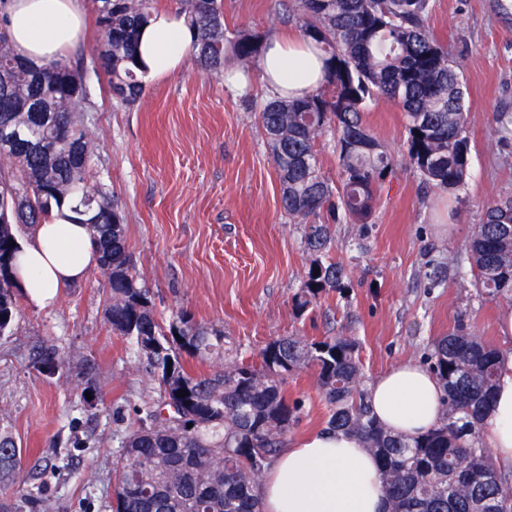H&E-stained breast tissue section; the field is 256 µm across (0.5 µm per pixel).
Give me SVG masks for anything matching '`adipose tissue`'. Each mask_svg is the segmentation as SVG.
I'll return each mask as SVG.
<instances>
[{"label": "adipose tissue", "mask_w": 512, "mask_h": 512, "mask_svg": "<svg viewBox=\"0 0 512 512\" xmlns=\"http://www.w3.org/2000/svg\"><path fill=\"white\" fill-rule=\"evenodd\" d=\"M86 0H0V17L16 54L37 66L64 62L82 36ZM193 33L173 9L151 11L141 29L139 74L158 82L178 75L192 51ZM323 63L304 41L268 42L260 82L268 96L299 98L323 81ZM69 208L35 225L21 256L20 277L32 306L51 304L59 288L83 280L97 265L98 245L86 225L71 221ZM505 349L498 384L485 417L496 461L512 467V312L500 319ZM368 403L391 433L416 437L445 412L436 377L418 364L397 365L369 384ZM263 512H388L375 456L363 440L324 430L283 449L263 473Z\"/></svg>", "instance_id": "ef3b65f1"}]
</instances>
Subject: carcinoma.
Wrapping results in <instances>:
<instances>
[{
	"label": "carcinoma",
	"instance_id": "carcinoma-1",
	"mask_svg": "<svg viewBox=\"0 0 512 512\" xmlns=\"http://www.w3.org/2000/svg\"><path fill=\"white\" fill-rule=\"evenodd\" d=\"M105 39L94 52L121 102L137 101L143 85L135 64L139 29L155 0H95ZM193 32L202 68L218 73L231 59L260 66L266 35L230 32L223 0H176ZM432 0H298L304 38L328 69L326 83L298 98L266 101L260 111L279 175L281 203L305 224L313 253L329 247V224L367 223L395 159L368 133L366 104L384 99L407 118L406 159L427 193H458L470 172L465 87L448 50L429 32ZM92 108L83 65L37 67L22 61L0 27V337L19 314L16 269L20 226L40 224L64 200L98 242L106 314L112 332L132 346L137 365L160 389V401L138 410L140 424L121 441L113 463L112 512H262L259 478L284 445L300 404L289 401L288 377L315 373L329 407L328 428L355 433L377 457L389 512H512V471L494 461L483 441L484 417L497 386L500 351L460 324L435 340L427 361L448 408L418 438L392 434L367 402L357 341L282 337L240 360L224 347V329L183 310L167 326L132 265L126 229L110 188L89 179L97 156L85 116ZM499 146L512 147V113L493 115ZM336 135L339 181L321 170L316 149ZM475 287L512 303V195L489 202L468 249ZM320 272H315V269ZM351 271L314 259L294 297L302 315L323 296L344 293ZM224 356V368L195 374L186 359ZM188 391L185 397L179 393ZM192 427H187V424ZM22 449L0 429V485L15 481ZM41 498L0 494V512H46Z\"/></svg>",
	"mask_w": 512,
	"mask_h": 512
}]
</instances>
